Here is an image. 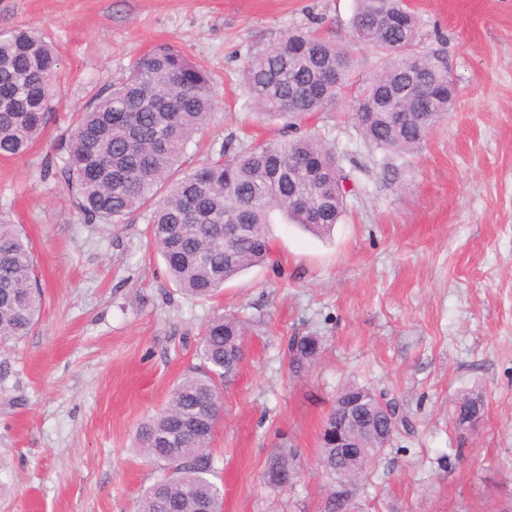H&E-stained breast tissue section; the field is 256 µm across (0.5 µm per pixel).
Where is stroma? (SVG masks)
I'll list each match as a JSON object with an SVG mask.
<instances>
[{
  "instance_id": "obj_1",
  "label": "stroma",
  "mask_w": 512,
  "mask_h": 512,
  "mask_svg": "<svg viewBox=\"0 0 512 512\" xmlns=\"http://www.w3.org/2000/svg\"><path fill=\"white\" fill-rule=\"evenodd\" d=\"M409 2L457 95L393 182L350 119L382 64L352 36L356 0H0V31L32 29L59 54L43 134L0 159V213L23 225L43 297L33 331L0 344V512H134L157 475L132 448L136 428L197 365L219 314L252 321L212 441L224 512H324L318 434L347 383L406 421L358 484L356 512H512V0ZM298 28L355 60L336 105L301 123L357 163L330 236L275 221L278 266L195 299L169 283L143 215L87 222L64 182L42 177L71 114L162 43L213 79L215 118L188 157L279 138L241 73ZM310 334L321 358L293 375L288 340ZM473 390L484 416L463 435L453 413ZM283 449L297 476L273 489L263 473Z\"/></svg>"
}]
</instances>
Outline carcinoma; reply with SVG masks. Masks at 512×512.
Wrapping results in <instances>:
<instances>
[{
  "label": "carcinoma",
  "instance_id": "carcinoma-1",
  "mask_svg": "<svg viewBox=\"0 0 512 512\" xmlns=\"http://www.w3.org/2000/svg\"><path fill=\"white\" fill-rule=\"evenodd\" d=\"M352 27L358 42L386 56L384 67L359 87L352 119L371 160L393 178L449 110L455 88L448 70L421 52L418 20L405 0H357ZM351 70L346 48L313 32H287L249 59L243 84L255 110L287 120L292 135L226 147L184 171L188 144L214 115L212 79L185 51L157 45L78 112L43 176H61L89 221L122 224L147 212L171 283L186 295L210 298L242 271L277 264L267 231L274 214L315 235L329 234L340 221L350 177L344 156L318 133H298L297 122L336 105ZM57 79L51 44L23 28L0 33V89L13 94L0 101V158L23 155L43 133ZM180 170L183 176L174 178ZM303 197L315 218L293 208ZM226 224L246 225L230 245L224 243ZM40 311L23 228L0 218V343L27 335ZM249 323L214 317L204 330L200 364L177 382L168 405L141 425L138 450L158 477L136 512H224L210 445L223 412L222 387L239 372L240 337ZM321 353L319 337L294 336L288 367L299 373ZM361 393L368 417L383 420L378 395L366 386L347 384L336 397ZM337 414L331 407L322 423L320 448L329 449L330 466L321 469L328 475L336 474ZM360 446L368 449L365 462H344L352 491L383 449L376 433H361ZM289 476H295L291 453H275L265 483L279 488Z\"/></svg>",
  "mask_w": 512,
  "mask_h": 512
}]
</instances>
